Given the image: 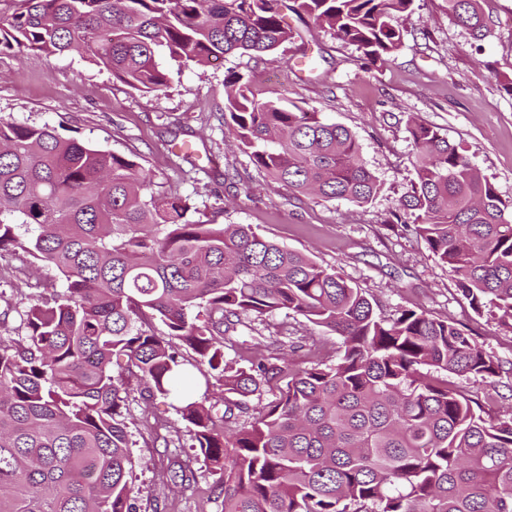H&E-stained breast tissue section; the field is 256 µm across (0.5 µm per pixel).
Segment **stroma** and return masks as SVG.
<instances>
[{"mask_svg": "<svg viewBox=\"0 0 512 512\" xmlns=\"http://www.w3.org/2000/svg\"><path fill=\"white\" fill-rule=\"evenodd\" d=\"M492 32L475 51L443 0H415L405 19L403 46L386 62L364 65L352 45L330 30L289 14L293 39L275 54L236 53L174 75L161 95L136 91L77 53L47 55L0 49V120L50 124L122 155L136 156L163 189L191 196L193 220L250 224L261 235L333 266L365 289L378 314L402 310L450 317L472 329L504 371L495 384L449 375L477 392L485 415L512 416V330L477 316L458 292L447 266L413 228L398 223L400 198L415 179L409 120L436 127L449 142L467 147L504 200L512 201V0H482ZM239 74L261 100L285 101L347 127L382 188L370 202L314 200L269 183L222 125L224 80ZM187 159H179V152ZM235 173L226 183L225 172ZM28 284L17 287L12 268ZM61 288L54 269L16 252L0 258V336L11 335L29 305L30 287ZM240 344L227 358L245 363L280 343L295 367L333 356L337 338L302 317L278 313L239 327ZM136 512H221L215 478L194 456L189 427L171 400L130 401ZM190 462L194 480L179 486L161 474Z\"/></svg>", "mask_w": 512, "mask_h": 512, "instance_id": "stroma-1", "label": "stroma"}]
</instances>
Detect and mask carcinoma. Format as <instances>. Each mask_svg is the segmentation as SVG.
I'll return each instance as SVG.
<instances>
[{
	"label": "carcinoma",
	"mask_w": 512,
	"mask_h": 512,
	"mask_svg": "<svg viewBox=\"0 0 512 512\" xmlns=\"http://www.w3.org/2000/svg\"><path fill=\"white\" fill-rule=\"evenodd\" d=\"M0 44L76 51L144 93L177 66L272 54L293 38L285 0H22ZM480 42L481 0H444ZM414 0H294L375 64L402 45ZM224 129L274 183L366 204L381 183L346 127L260 101L225 79ZM416 178L404 223L454 275L478 315L512 330V202L470 151L412 122ZM191 198L153 189L136 159L0 121V254L22 251L62 277L31 296L17 337L0 336V512H133L134 392L172 396L217 477L222 512H512V417L438 372L496 382L500 360L452 318L375 311L334 268L250 224L187 219ZM277 312L339 339L336 356L292 369L279 354L225 359L235 326ZM165 326L159 332L155 322ZM192 350L187 360L172 340ZM220 391L216 418L197 376ZM278 390L251 420L250 402Z\"/></svg>",
	"instance_id": "1"
}]
</instances>
